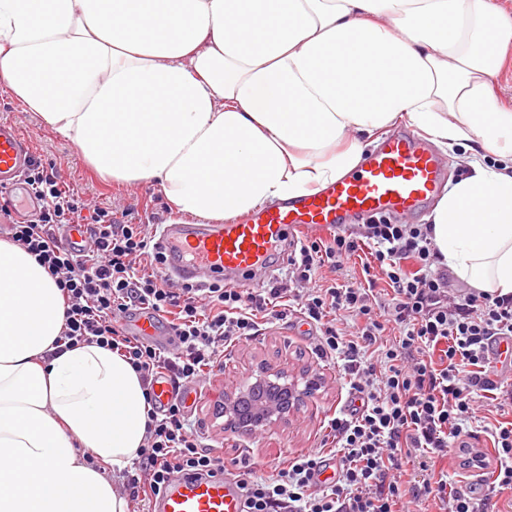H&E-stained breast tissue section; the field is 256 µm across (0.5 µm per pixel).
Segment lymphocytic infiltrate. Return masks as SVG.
Returning a JSON list of instances; mask_svg holds the SVG:
<instances>
[{"mask_svg":"<svg viewBox=\"0 0 512 512\" xmlns=\"http://www.w3.org/2000/svg\"><path fill=\"white\" fill-rule=\"evenodd\" d=\"M26 183L41 200L35 221L13 224L10 240L54 277L64 298L57 346L95 343L118 352L139 373L150 405L142 448L125 474L131 505L152 499L177 474L209 478L224 473L223 456L204 448L181 395L224 366V345L259 330L258 317L286 318L298 308L320 331L317 353L339 361L352 399L347 413L328 421L337 448L334 483L318 482L322 451L283 456L272 474L238 475L245 512H500L512 492V420L485 427L493 455L474 448L477 403L511 401L487 355L498 337H512V294L475 288L454 295L448 270L432 248V228L375 216L332 239L300 240L289 253L288 280L269 288L224 281L200 288L166 278V259L133 210L92 204L34 160ZM82 228L83 240L62 243L54 229ZM368 250L362 277L338 283L356 252ZM132 310L169 317L177 344L170 354L124 333ZM351 319L350 329L338 327ZM166 378L173 396L158 406L153 391ZM490 472L483 494L455 486L446 463ZM418 463L423 481L408 463Z\"/></svg>","mask_w":512,"mask_h":512,"instance_id":"1","label":"lymphocytic infiltrate"}]
</instances>
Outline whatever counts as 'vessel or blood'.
Masks as SVG:
<instances>
[{
    "instance_id": "b4317fda",
    "label": "vessel or blood",
    "mask_w": 512,
    "mask_h": 512,
    "mask_svg": "<svg viewBox=\"0 0 512 512\" xmlns=\"http://www.w3.org/2000/svg\"><path fill=\"white\" fill-rule=\"evenodd\" d=\"M33 145L16 125L0 122V207L30 219L41 203L30 193L24 172ZM447 164L414 131L392 133L351 176L319 193L286 199L250 217L224 224H166L160 244L169 256L168 275L199 284L237 273L250 287V274L266 267L283 234L342 230L374 214L412 218L426 212L439 195ZM151 512H243L235 484L219 476L185 478L164 487Z\"/></svg>"
}]
</instances>
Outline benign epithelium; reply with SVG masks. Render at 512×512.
Listing matches in <instances>:
<instances>
[{
  "mask_svg": "<svg viewBox=\"0 0 512 512\" xmlns=\"http://www.w3.org/2000/svg\"><path fill=\"white\" fill-rule=\"evenodd\" d=\"M253 381L224 396V429L247 436L258 427L288 421L314 392L311 383L260 364Z\"/></svg>",
  "mask_w": 512,
  "mask_h": 512,
  "instance_id": "1",
  "label": "benign epithelium"
}]
</instances>
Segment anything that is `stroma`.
Listing matches in <instances>:
<instances>
[{
  "mask_svg": "<svg viewBox=\"0 0 512 512\" xmlns=\"http://www.w3.org/2000/svg\"><path fill=\"white\" fill-rule=\"evenodd\" d=\"M0 120L16 124L31 139L36 154L52 163L61 179L83 196L104 207L122 201L139 218L153 224H165L173 218V210L157 188L146 184L120 186L101 180L84 163L75 146L25 111L1 86ZM318 340L319 333L313 326L290 316L263 325L251 341L225 347L223 370L214 372L199 385L191 408V420L203 444L225 458L246 453L268 466L284 454L318 448L327 420L345 410L349 403L348 387L337 365L316 353ZM260 362L299 377L318 378L320 387L286 424L248 436L226 431L223 418L217 415L224 395L242 385L250 369Z\"/></svg>",
  "mask_w": 512,
  "mask_h": 512,
  "instance_id": "obj_1",
  "label": "stroma"
}]
</instances>
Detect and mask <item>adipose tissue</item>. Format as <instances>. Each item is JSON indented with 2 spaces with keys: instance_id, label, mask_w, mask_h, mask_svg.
<instances>
[{
  "instance_id": "ef3b65f1",
  "label": "adipose tissue",
  "mask_w": 512,
  "mask_h": 512,
  "mask_svg": "<svg viewBox=\"0 0 512 512\" xmlns=\"http://www.w3.org/2000/svg\"><path fill=\"white\" fill-rule=\"evenodd\" d=\"M512 15L494 0H0V83L116 184L194 224L319 192L396 123L464 146L428 217L471 287L512 293V107L495 83ZM499 165L486 164L487 155ZM62 293L0 241V512H128L146 435L139 374L59 350Z\"/></svg>"
}]
</instances>
